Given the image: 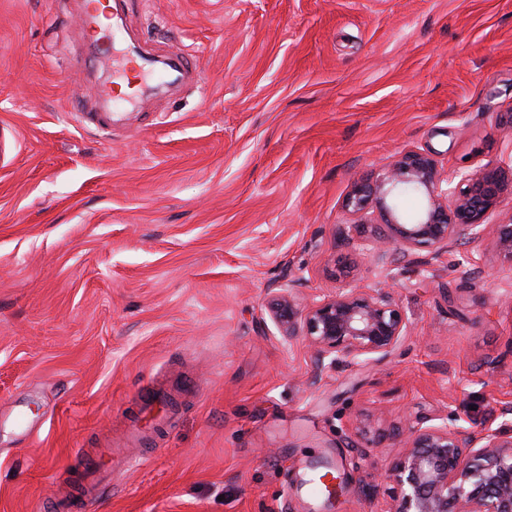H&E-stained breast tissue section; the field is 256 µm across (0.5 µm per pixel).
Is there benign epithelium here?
I'll return each instance as SVG.
<instances>
[{
    "label": "benign epithelium",
    "instance_id": "1",
    "mask_svg": "<svg viewBox=\"0 0 512 512\" xmlns=\"http://www.w3.org/2000/svg\"><path fill=\"white\" fill-rule=\"evenodd\" d=\"M512 177L500 166L448 172L438 152L410 150L378 174L354 178L344 208L379 229L370 241L373 261L388 268L394 252L422 263L423 252L445 254L464 240L492 239L500 266L512 269V219L491 221ZM424 199L418 218L404 221L397 195ZM268 313L282 336L303 338L313 350L315 374L325 360L391 355L410 335V326L386 288H348L299 303L288 285L268 289ZM398 496L393 512H512V429L483 425L464 429L409 424L404 450L390 470Z\"/></svg>",
    "mask_w": 512,
    "mask_h": 512
}]
</instances>
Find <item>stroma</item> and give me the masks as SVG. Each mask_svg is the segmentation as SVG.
<instances>
[{
    "mask_svg": "<svg viewBox=\"0 0 512 512\" xmlns=\"http://www.w3.org/2000/svg\"><path fill=\"white\" fill-rule=\"evenodd\" d=\"M81 3L0 0V512H51L156 387L187 395L171 426L81 512H391L407 423L512 425L491 239L384 270L338 233L355 174L406 151L512 166V0H124L117 52L194 74H150L108 132L80 119L112 81L80 62ZM288 281L303 303L389 287L411 333L314 374L268 316ZM323 464L348 482L331 505L307 494Z\"/></svg>",
    "mask_w": 512,
    "mask_h": 512,
    "instance_id": "1",
    "label": "stroma"
}]
</instances>
